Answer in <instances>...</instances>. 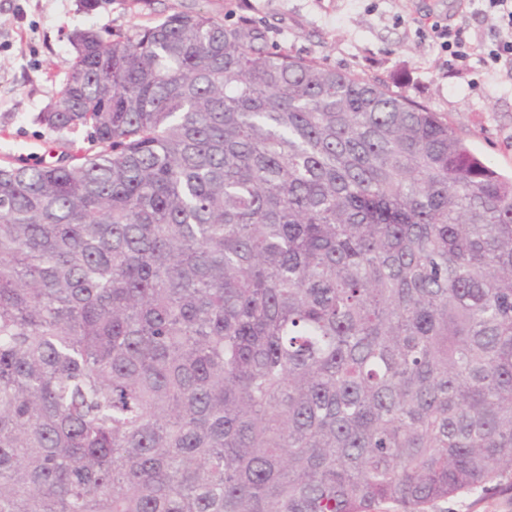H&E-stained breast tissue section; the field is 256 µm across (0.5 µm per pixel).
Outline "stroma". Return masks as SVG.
<instances>
[{"instance_id": "obj_1", "label": "stroma", "mask_w": 512, "mask_h": 512, "mask_svg": "<svg viewBox=\"0 0 512 512\" xmlns=\"http://www.w3.org/2000/svg\"><path fill=\"white\" fill-rule=\"evenodd\" d=\"M255 21L270 46L385 82L436 112L498 172L512 173V81L478 59L453 61L436 26L491 42L499 25L484 0H0V135L29 162L88 148L85 133L60 138L36 120L63 89L77 30L125 34L177 11ZM428 512H512V477L437 501Z\"/></svg>"}]
</instances>
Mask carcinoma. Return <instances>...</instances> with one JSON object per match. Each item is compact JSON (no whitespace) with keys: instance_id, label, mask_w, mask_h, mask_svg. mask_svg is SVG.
<instances>
[{"instance_id":"1","label":"carcinoma","mask_w":512,"mask_h":512,"mask_svg":"<svg viewBox=\"0 0 512 512\" xmlns=\"http://www.w3.org/2000/svg\"><path fill=\"white\" fill-rule=\"evenodd\" d=\"M0 164V512H425L512 473V177L448 118L178 11Z\"/></svg>"}]
</instances>
